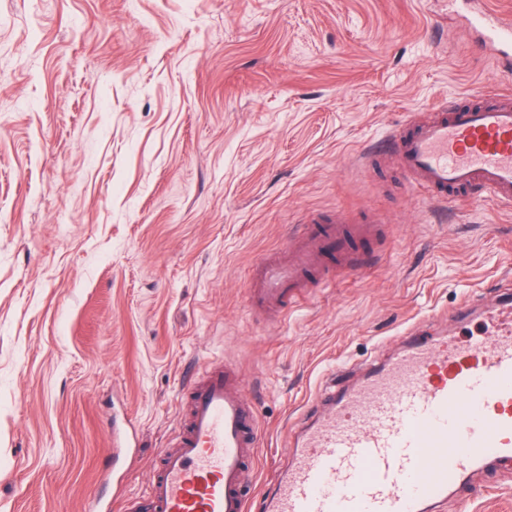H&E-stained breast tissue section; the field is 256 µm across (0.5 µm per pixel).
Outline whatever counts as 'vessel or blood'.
<instances>
[{
	"label": "vessel or blood",
	"mask_w": 512,
	"mask_h": 512,
	"mask_svg": "<svg viewBox=\"0 0 512 512\" xmlns=\"http://www.w3.org/2000/svg\"><path fill=\"white\" fill-rule=\"evenodd\" d=\"M470 22L512 57V16L484 7ZM487 96L470 108L443 101L434 121L387 136L414 187L451 206L461 190L512 205V95ZM363 232L336 220L299 226L257 264L251 310L282 316L337 270L357 269L350 242ZM497 314V332L469 346L415 327L358 381L326 379L313 425L292 439L291 467L260 494L263 512H424L475 469L511 462L512 302ZM187 400L145 499L122 500V512H249L259 423L239 373L209 366L188 382Z\"/></svg>",
	"instance_id": "1"
}]
</instances>
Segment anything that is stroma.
<instances>
[{"instance_id": "1", "label": "stroma", "mask_w": 512, "mask_h": 512, "mask_svg": "<svg viewBox=\"0 0 512 512\" xmlns=\"http://www.w3.org/2000/svg\"><path fill=\"white\" fill-rule=\"evenodd\" d=\"M484 2L0 0V512H121L210 362L256 405L265 487L327 375L418 322L495 331L512 205L443 207L373 148L441 98L512 91L468 23ZM311 213L377 222L369 264L255 315L253 266ZM436 512H512V464Z\"/></svg>"}]
</instances>
